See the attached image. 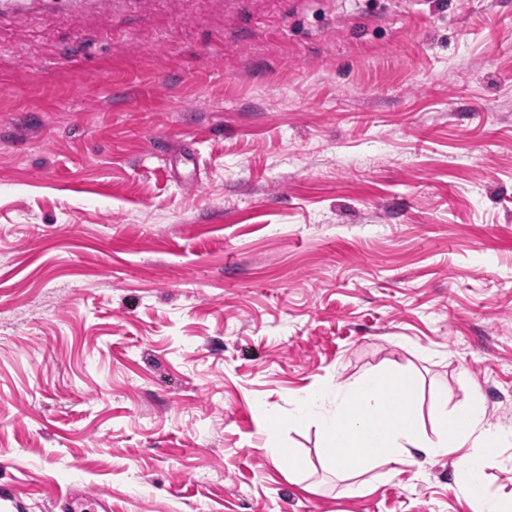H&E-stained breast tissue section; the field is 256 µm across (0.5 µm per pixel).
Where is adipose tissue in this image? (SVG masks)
I'll return each instance as SVG.
<instances>
[{
    "label": "adipose tissue",
    "mask_w": 512,
    "mask_h": 512,
    "mask_svg": "<svg viewBox=\"0 0 512 512\" xmlns=\"http://www.w3.org/2000/svg\"><path fill=\"white\" fill-rule=\"evenodd\" d=\"M413 382L369 371L351 384L312 390L288 416L298 425L318 421L323 453L336 471L369 467L372 462L410 464L417 459L450 458L454 480L466 490L474 512H512V498L495 499L485 491V470L501 449L512 446V432L492 427L480 399L440 406L434 412L435 438L419 431L410 403Z\"/></svg>",
    "instance_id": "obj_1"
}]
</instances>
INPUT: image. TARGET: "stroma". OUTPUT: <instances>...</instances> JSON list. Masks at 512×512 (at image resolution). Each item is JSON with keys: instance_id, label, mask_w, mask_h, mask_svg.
<instances>
[{"instance_id": "obj_1", "label": "stroma", "mask_w": 512, "mask_h": 512, "mask_svg": "<svg viewBox=\"0 0 512 512\" xmlns=\"http://www.w3.org/2000/svg\"><path fill=\"white\" fill-rule=\"evenodd\" d=\"M372 369L512 430V0L0 14V512H473L289 423ZM57 506L62 512H112L108 499L85 495L78 488H68L61 493Z\"/></svg>"}]
</instances>
